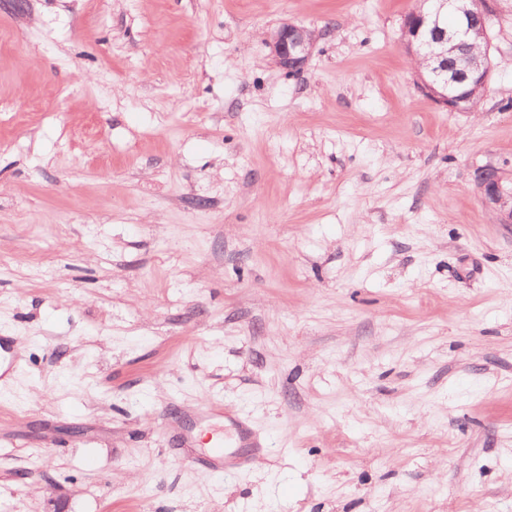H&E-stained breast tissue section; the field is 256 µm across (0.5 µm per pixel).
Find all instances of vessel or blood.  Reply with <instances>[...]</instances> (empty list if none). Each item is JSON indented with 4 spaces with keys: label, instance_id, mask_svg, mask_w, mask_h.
<instances>
[{
    "label": "vessel or blood",
    "instance_id": "b4317fda",
    "mask_svg": "<svg viewBox=\"0 0 512 512\" xmlns=\"http://www.w3.org/2000/svg\"><path fill=\"white\" fill-rule=\"evenodd\" d=\"M20 367L21 359L15 350L14 337L0 336V382H8ZM194 417L200 422L214 424L217 436L210 447L198 446L185 418L166 414L161 417L166 431L174 434L182 459L221 475L265 455V438L253 429L241 411L221 402H212L195 410Z\"/></svg>",
    "mask_w": 512,
    "mask_h": 512
}]
</instances>
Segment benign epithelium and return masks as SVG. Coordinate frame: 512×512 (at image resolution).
I'll return each mask as SVG.
<instances>
[{"label": "benign epithelium", "mask_w": 512, "mask_h": 512, "mask_svg": "<svg viewBox=\"0 0 512 512\" xmlns=\"http://www.w3.org/2000/svg\"><path fill=\"white\" fill-rule=\"evenodd\" d=\"M434 13L424 14L411 11L404 20L403 29L409 37L403 45L412 55H423L425 59H436L442 67L436 73L446 76L445 84L454 88L448 93H438L427 83L421 88L430 93L435 100L452 112H468V98L461 87L471 82L487 80L491 62L489 54L480 53L468 59L464 69L458 70L449 64V60L459 51H463L475 40L488 39L489 20L492 9L480 0H437ZM455 13L460 18L459 26L452 32L437 34L438 16L443 10ZM429 28L434 38H422L424 28ZM316 36L310 30L284 23L271 36L270 49L276 65L290 75L303 71L311 54ZM478 185L483 192L486 204L492 206L499 223L512 224V187L502 183L499 172L492 168H483L478 172Z\"/></svg>", "instance_id": "7a95c632"}]
</instances>
